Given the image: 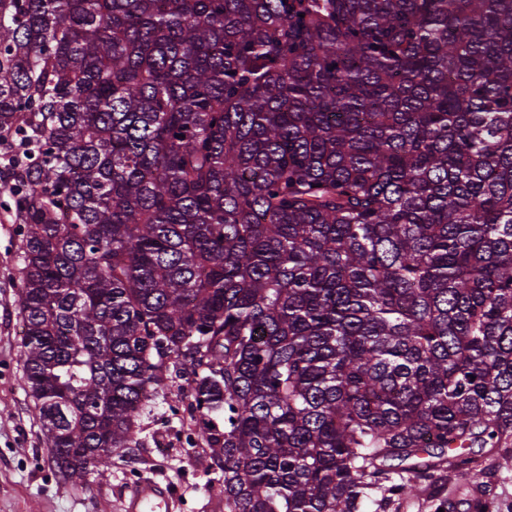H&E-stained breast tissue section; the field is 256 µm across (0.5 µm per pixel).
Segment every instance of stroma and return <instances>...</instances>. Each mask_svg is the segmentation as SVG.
I'll list each match as a JSON object with an SVG mask.
<instances>
[{"mask_svg": "<svg viewBox=\"0 0 512 512\" xmlns=\"http://www.w3.org/2000/svg\"><path fill=\"white\" fill-rule=\"evenodd\" d=\"M21 252L14 199L0 188V512H123L133 475L168 484L178 512H224L223 479L208 465L200 413H171L182 384L172 375L140 417L138 445L113 454L107 479L90 475L73 484L56 475L23 370ZM441 488L453 512H512V458L494 462L488 495L464 489L452 476Z\"/></svg>", "mask_w": 512, "mask_h": 512, "instance_id": "1", "label": "stroma"}]
</instances>
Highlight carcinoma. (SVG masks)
I'll use <instances>...</instances> for the list:
<instances>
[{"label": "carcinoma", "mask_w": 512, "mask_h": 512, "mask_svg": "<svg viewBox=\"0 0 512 512\" xmlns=\"http://www.w3.org/2000/svg\"><path fill=\"white\" fill-rule=\"evenodd\" d=\"M304 17H299V14ZM24 372L104 475L169 369L224 512L512 447V0H0Z\"/></svg>", "instance_id": "1"}]
</instances>
